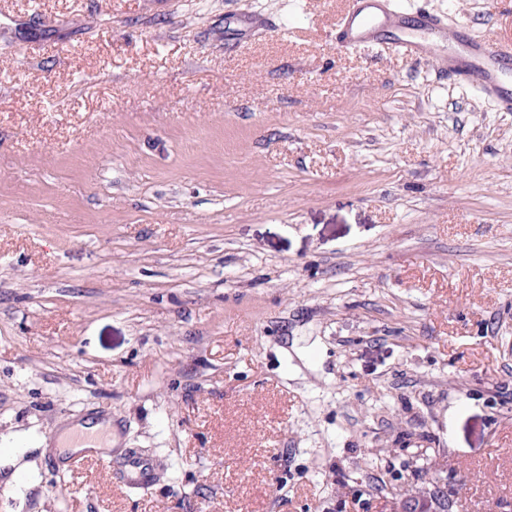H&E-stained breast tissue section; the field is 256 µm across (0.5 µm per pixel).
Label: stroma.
I'll return each instance as SVG.
<instances>
[{
  "instance_id": "35a3bbf8",
  "label": "stroma",
  "mask_w": 512,
  "mask_h": 512,
  "mask_svg": "<svg viewBox=\"0 0 512 512\" xmlns=\"http://www.w3.org/2000/svg\"><path fill=\"white\" fill-rule=\"evenodd\" d=\"M512 36V0H410ZM343 0H0V512L512 501V112ZM111 415L153 464L53 471ZM129 484L135 488H145L150 483L151 463L140 456L129 455L122 463Z\"/></svg>"
}]
</instances>
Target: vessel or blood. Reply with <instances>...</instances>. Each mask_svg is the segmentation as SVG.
<instances>
[{"instance_id":"b4317fda","label":"vessel or blood","mask_w":512,"mask_h":512,"mask_svg":"<svg viewBox=\"0 0 512 512\" xmlns=\"http://www.w3.org/2000/svg\"><path fill=\"white\" fill-rule=\"evenodd\" d=\"M332 42L345 53L383 48L411 59L431 57L460 84L493 100L499 111L512 112V41L473 37L467 22L452 25L444 15L423 12L410 23L393 0H346ZM122 467L132 487L149 485L147 459L130 455Z\"/></svg>"}]
</instances>
